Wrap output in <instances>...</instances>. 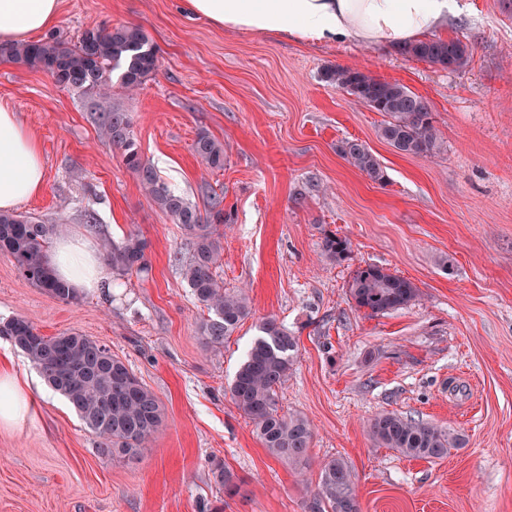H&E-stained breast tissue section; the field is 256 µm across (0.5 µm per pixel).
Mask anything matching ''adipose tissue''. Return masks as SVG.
I'll return each mask as SVG.
<instances>
[{"mask_svg": "<svg viewBox=\"0 0 512 512\" xmlns=\"http://www.w3.org/2000/svg\"><path fill=\"white\" fill-rule=\"evenodd\" d=\"M60 0H0V42L51 28ZM190 13L229 31L260 33L328 47L340 43L398 48L441 33L459 12L458 0H185ZM45 159L38 139L16 113L0 105V210L39 196ZM56 276L81 295L108 299L112 276L102 267L93 237L65 234L48 254ZM31 401L16 375L0 373V424L30 417Z\"/></svg>", "mask_w": 512, "mask_h": 512, "instance_id": "obj_1", "label": "adipose tissue"}]
</instances>
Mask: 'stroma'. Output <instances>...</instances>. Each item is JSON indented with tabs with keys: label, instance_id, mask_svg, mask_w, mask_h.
Masks as SVG:
<instances>
[{
	"label": "stroma",
	"instance_id": "35a3bbf8",
	"mask_svg": "<svg viewBox=\"0 0 512 512\" xmlns=\"http://www.w3.org/2000/svg\"><path fill=\"white\" fill-rule=\"evenodd\" d=\"M448 35L468 44L450 71L395 50L314 48L218 29L181 0H61L54 34L90 24L141 26L159 60L135 93L63 87L0 60V105L17 112L46 162L42 195L22 213L100 244L135 232L149 269L115 277L110 300L66 304L25 281L0 254V318L27 317L55 336L109 347L161 402L163 423L134 460L103 452L68 401L5 336L0 368L28 382L31 418L0 426V512H307L320 465L344 458L360 512H512V0H460ZM343 66L405 85L428 100L441 135L434 157L396 152L382 113L323 78ZM130 113L143 156L199 210L222 199L231 222L217 277L244 290L251 313L206 344L210 317L182 274L190 245L146 198L96 117ZM224 144V166L195 154L199 133ZM362 141L377 183L336 151ZM349 239L340 262L324 234ZM375 264L411 280L407 307L371 316L348 285ZM272 316L298 338L279 410L303 414L314 438L300 471L270 455L228 390ZM395 411L465 440L441 460L373 447L371 420ZM221 461L239 480L226 496Z\"/></svg>",
	"mask_w": 512,
	"mask_h": 512
}]
</instances>
